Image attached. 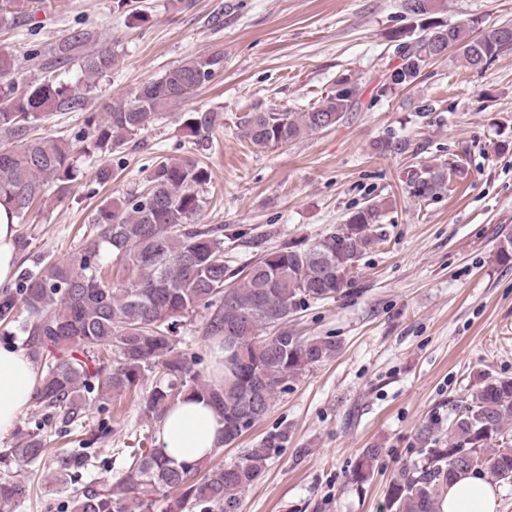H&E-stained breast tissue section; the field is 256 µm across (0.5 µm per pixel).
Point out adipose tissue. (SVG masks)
<instances>
[{"mask_svg":"<svg viewBox=\"0 0 512 512\" xmlns=\"http://www.w3.org/2000/svg\"><path fill=\"white\" fill-rule=\"evenodd\" d=\"M39 376L27 354L0 345V434L14 426L33 404ZM163 452L178 461L197 463L224 445V425L205 399L182 396L166 411L159 429ZM497 500L483 478L463 475L449 486L443 512H496Z\"/></svg>","mask_w":512,"mask_h":512,"instance_id":"obj_1","label":"adipose tissue"}]
</instances>
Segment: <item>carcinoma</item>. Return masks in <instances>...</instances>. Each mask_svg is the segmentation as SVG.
<instances>
[{
  "mask_svg": "<svg viewBox=\"0 0 512 512\" xmlns=\"http://www.w3.org/2000/svg\"><path fill=\"white\" fill-rule=\"evenodd\" d=\"M32 0H0V25L13 23ZM420 34L393 36L400 62L385 83L406 87L419 76L440 43L455 46L470 68H481L512 41L501 27L478 28V21L444 24L435 15L443 0H404ZM58 63H76L84 87L55 77L28 80L14 56L0 54V204L20 219L47 188L63 199L73 188L79 162L123 146L191 97L224 69L219 53L192 56L149 80L112 105L105 118L89 114L75 142L32 136L52 111L85 108L87 93L117 61L114 47L98 43L87 29H75L49 48ZM358 87L348 77L315 107L303 112L271 109L241 121L245 137L259 150L281 147L309 133L336 127L358 105ZM220 126L214 111L196 112L186 124L204 149L206 134ZM455 168L422 166L408 173L409 193L436 195L458 174ZM210 181L207 167L191 157H161L147 188L99 210V230L67 261L18 271L15 283L0 288V326L14 325L26 336L27 351L40 362L35 392L44 424L78 425L92 404L137 389L153 374L151 388L139 399L142 415L161 420L179 396L210 401L224 423L230 445L263 419L277 391L313 365L335 356L331 336L304 339L288 335V318L309 300L336 298L349 284L345 276L377 244L376 224L385 201L353 212L347 222L318 241H289L236 274L228 285L224 240L228 227L198 226ZM206 311L201 336L224 341V378L206 380L177 351L173 328L180 319ZM234 318L227 330L228 317ZM419 458L401 468L386 487V512H442V493L462 473L490 484L512 480V377L483 375L470 385L447 415L434 414L418 428ZM285 435L273 434L231 464L178 462L159 448L128 449V465L115 483L73 495V512H152L159 496L167 512L187 505L199 512H240L242 494L259 480L271 450ZM382 449L360 453L351 480L372 476ZM94 463L90 449L52 454L46 436L28 433L10 448H0V509L29 494L25 473L36 466L66 486Z\"/></svg>",
  "mask_w": 512,
  "mask_h": 512,
  "instance_id": "obj_1",
  "label": "carcinoma"
}]
</instances>
